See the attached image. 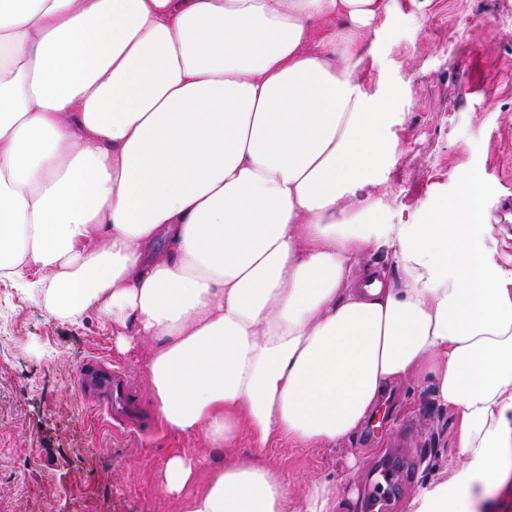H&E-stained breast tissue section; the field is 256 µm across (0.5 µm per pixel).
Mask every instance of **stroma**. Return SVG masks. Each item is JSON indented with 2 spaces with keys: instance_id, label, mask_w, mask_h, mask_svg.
Here are the masks:
<instances>
[{
  "instance_id": "35a3bbf8",
  "label": "stroma",
  "mask_w": 512,
  "mask_h": 512,
  "mask_svg": "<svg viewBox=\"0 0 512 512\" xmlns=\"http://www.w3.org/2000/svg\"><path fill=\"white\" fill-rule=\"evenodd\" d=\"M399 8L370 39L377 71L407 88L393 109L394 156L365 221L424 224L436 203L472 175L487 183L480 220L493 225L488 246L512 262V0H398ZM0 279V512H181L159 475L175 452L193 456L201 476L224 464L199 435H175L154 424L149 434L109 425L78 392L90 357L111 359L127 375L146 418L143 393L151 346L119 353L111 326L95 313L70 323L51 316L32 289ZM391 417L406 418L421 451L409 483L391 497L405 512L416 487L450 480L462 458L454 425L428 391L400 388L387 398ZM398 442L396 428L365 426L337 446L297 447L274 441L255 447L241 435L235 458L276 468L296 507L309 479L336 485L349 512H369L365 489Z\"/></svg>"
}]
</instances>
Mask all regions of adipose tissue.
<instances>
[{
    "label": "adipose tissue",
    "instance_id": "ef3b65f1",
    "mask_svg": "<svg viewBox=\"0 0 512 512\" xmlns=\"http://www.w3.org/2000/svg\"><path fill=\"white\" fill-rule=\"evenodd\" d=\"M397 0H0V277L152 346L161 426L232 451L350 439L430 391L464 461L406 512L512 483V264L466 178L425 224H367L403 86L367 36ZM387 246L393 265L373 269ZM169 457L181 512H288L276 469Z\"/></svg>",
    "mask_w": 512,
    "mask_h": 512
}]
</instances>
